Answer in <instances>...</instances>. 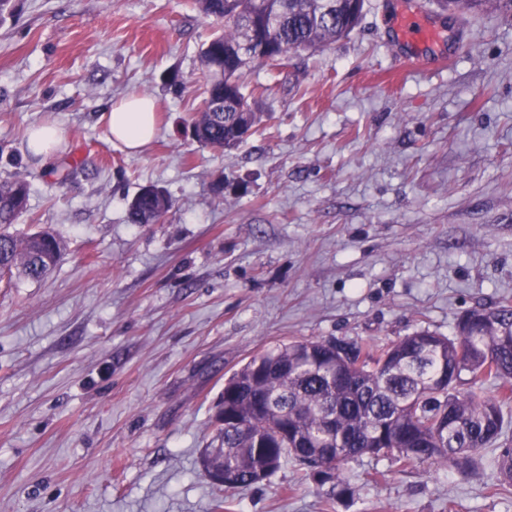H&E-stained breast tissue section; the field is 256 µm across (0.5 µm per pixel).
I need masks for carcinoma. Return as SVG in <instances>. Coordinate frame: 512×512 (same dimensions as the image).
I'll list each match as a JSON object with an SVG mask.
<instances>
[{"label":"carcinoma","mask_w":512,"mask_h":512,"mask_svg":"<svg viewBox=\"0 0 512 512\" xmlns=\"http://www.w3.org/2000/svg\"><path fill=\"white\" fill-rule=\"evenodd\" d=\"M366 0H195L198 11L224 22L200 49L206 85L192 119L194 141L213 151L242 141L240 125L259 122L247 76L257 65L278 69L348 36L362 21ZM462 15H512V0H435ZM258 41L239 55L246 29ZM30 186L0 181V274L19 270L32 280L56 265L63 244L48 231H10L26 211ZM172 208L167 192L146 185L129 203L127 222L157 224ZM292 341L265 351L224 382V472L235 487L274 475L286 459L307 469L339 497L354 490L345 475L356 458L401 466L438 464L476 472L482 452L497 448L498 485L512 486V303L463 314L452 336L417 327L388 343ZM493 382L497 394L483 385Z\"/></svg>","instance_id":"obj_1"}]
</instances>
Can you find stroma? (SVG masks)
<instances>
[{
  "instance_id": "35a3bbf8",
  "label": "stroma",
  "mask_w": 512,
  "mask_h": 512,
  "mask_svg": "<svg viewBox=\"0 0 512 512\" xmlns=\"http://www.w3.org/2000/svg\"><path fill=\"white\" fill-rule=\"evenodd\" d=\"M401 11L434 31L423 68L393 64ZM221 27L193 0H15L0 22V180L31 185L18 228L64 243L46 278L0 277V512H512L491 448L467 478L360 457L350 498L291 461L232 491L200 466L257 352L448 336L512 300V20L367 0L347 38L251 71L261 120L224 153L188 132ZM131 93L157 101L138 155L108 123ZM49 121L66 146L44 163ZM148 184L171 210L128 223ZM63 135V129L59 124L47 123L32 134L30 148L36 156L41 157V160L46 159L52 156L54 149L64 141ZM33 143L37 148L33 147Z\"/></svg>"
}]
</instances>
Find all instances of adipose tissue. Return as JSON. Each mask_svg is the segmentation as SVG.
I'll use <instances>...</instances> for the list:
<instances>
[{
	"label": "adipose tissue",
	"mask_w": 512,
	"mask_h": 512,
	"mask_svg": "<svg viewBox=\"0 0 512 512\" xmlns=\"http://www.w3.org/2000/svg\"><path fill=\"white\" fill-rule=\"evenodd\" d=\"M109 127L114 140L139 153L157 131L153 99L138 93L123 97L110 111Z\"/></svg>",
	"instance_id": "ef3b65f1"
}]
</instances>
